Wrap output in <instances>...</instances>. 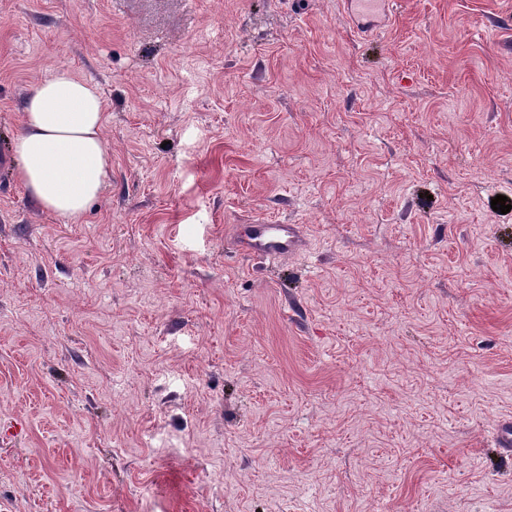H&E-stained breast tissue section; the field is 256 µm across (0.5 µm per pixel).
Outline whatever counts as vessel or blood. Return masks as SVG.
Instances as JSON below:
<instances>
[{"label": "vessel or blood", "mask_w": 512, "mask_h": 512, "mask_svg": "<svg viewBox=\"0 0 512 512\" xmlns=\"http://www.w3.org/2000/svg\"><path fill=\"white\" fill-rule=\"evenodd\" d=\"M232 246L235 252L247 257L278 259L300 251L303 240L294 224H239Z\"/></svg>", "instance_id": "vessel-or-blood-1"}]
</instances>
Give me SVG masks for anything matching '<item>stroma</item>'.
Wrapping results in <instances>:
<instances>
[{
	"label": "stroma",
	"instance_id": "obj_1",
	"mask_svg": "<svg viewBox=\"0 0 512 512\" xmlns=\"http://www.w3.org/2000/svg\"><path fill=\"white\" fill-rule=\"evenodd\" d=\"M358 24L0 0V512H512V0ZM61 67L111 156L75 221L12 147ZM260 218L305 249L233 253Z\"/></svg>",
	"mask_w": 512,
	"mask_h": 512
}]
</instances>
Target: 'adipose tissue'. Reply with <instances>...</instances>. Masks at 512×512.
Returning a JSON list of instances; mask_svg holds the SVG:
<instances>
[{
    "label": "adipose tissue",
    "instance_id": "adipose-tissue-1",
    "mask_svg": "<svg viewBox=\"0 0 512 512\" xmlns=\"http://www.w3.org/2000/svg\"><path fill=\"white\" fill-rule=\"evenodd\" d=\"M104 122L98 88L64 68L26 98L13 148L18 176L42 209L75 220L104 191L111 167Z\"/></svg>",
    "mask_w": 512,
    "mask_h": 512
}]
</instances>
